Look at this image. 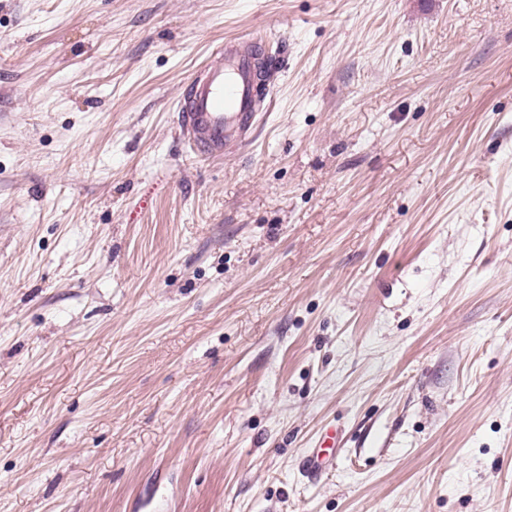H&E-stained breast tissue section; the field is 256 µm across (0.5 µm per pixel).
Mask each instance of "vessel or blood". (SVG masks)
I'll use <instances>...</instances> for the list:
<instances>
[{"label": "vessel or blood", "instance_id": "vessel-or-blood-1", "mask_svg": "<svg viewBox=\"0 0 512 512\" xmlns=\"http://www.w3.org/2000/svg\"><path fill=\"white\" fill-rule=\"evenodd\" d=\"M257 46L245 38L225 42L203 73L191 78L178 102L180 132L199 157L219 158L231 142L248 139L255 120V54ZM336 443L309 451L304 460L307 477L318 481L336 465Z\"/></svg>", "mask_w": 512, "mask_h": 512}]
</instances>
